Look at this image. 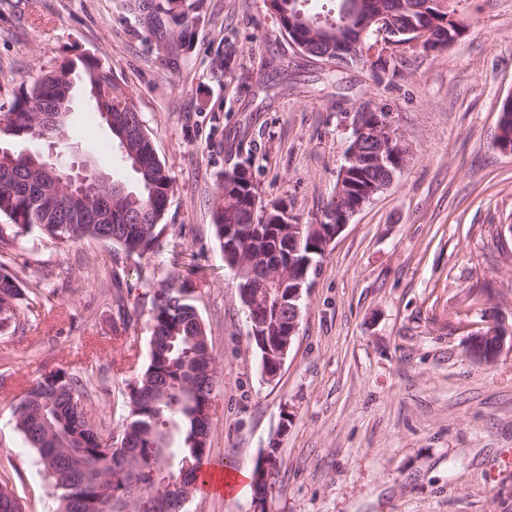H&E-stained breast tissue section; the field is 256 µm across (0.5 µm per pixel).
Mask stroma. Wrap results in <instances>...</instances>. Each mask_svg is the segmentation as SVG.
<instances>
[{
    "instance_id": "35a3bbf8",
    "label": "stroma",
    "mask_w": 512,
    "mask_h": 512,
    "mask_svg": "<svg viewBox=\"0 0 512 512\" xmlns=\"http://www.w3.org/2000/svg\"><path fill=\"white\" fill-rule=\"evenodd\" d=\"M467 30L447 50L397 48L387 69L300 55L265 0H204L182 35L130 0H0V114L22 83L93 55L131 90L173 182L158 245L60 244L34 229L0 266L35 292L0 333V484L23 512H56L13 410L63 369L86 387L101 432L149 360L155 289L186 278L217 360L208 463L279 468L268 512H512V349L465 352L512 331V155L495 146L512 94V0H452ZM230 64L218 68L220 59ZM386 111L408 164L356 214L309 275L275 379L249 340L239 279L213 230L225 171L247 161L265 203L322 217L357 113ZM69 160L93 156L134 185L112 133L75 92ZM183 512H254L251 491L201 492ZM507 335L498 326H491L486 331H479L469 337V352L478 360L494 358L505 345Z\"/></svg>"
}]
</instances>
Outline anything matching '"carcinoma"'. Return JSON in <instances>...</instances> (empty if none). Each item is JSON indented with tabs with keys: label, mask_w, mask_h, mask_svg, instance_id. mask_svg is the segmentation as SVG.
Returning <instances> with one entry per match:
<instances>
[{
	"label": "carcinoma",
	"mask_w": 512,
	"mask_h": 512,
	"mask_svg": "<svg viewBox=\"0 0 512 512\" xmlns=\"http://www.w3.org/2000/svg\"><path fill=\"white\" fill-rule=\"evenodd\" d=\"M350 0H336L332 20L348 31H361L366 13L344 9ZM203 0H167L164 14L182 27L186 35L196 24L203 9ZM269 10L277 13L288 25H298L303 8L299 0H271ZM414 22L426 29L431 39L428 49L448 48V31L433 24L422 13L399 14L400 25ZM80 68L98 115L101 107L112 110V116L126 121L130 111L137 110L133 94L114 81L112 67L93 56H82L79 61H62L57 67L41 72L38 79L21 87L3 118L7 125L0 131L22 140L30 139L31 125L38 117V109L48 104L50 91L60 82L67 70ZM124 162L136 176V184L129 187L112 180V189L119 187L134 197L135 210L142 215L140 224H132L125 231L116 230L115 222L89 224L75 211L67 218L60 217L39 202L34 188L24 178L29 167L41 163L39 154H14V175L0 173V215L10 223L0 224V250L12 246L17 237L37 227L61 243L92 238L112 241L120 245L128 256L143 257L165 229L162 219L163 203L171 195L173 182L161 162L146 159L145 170L137 168V159L122 154ZM237 178V168L225 172L223 184L214 203V230L224 252L227 266L236 270L240 287L247 286L243 258L257 245L270 242L268 228L262 217L249 220L261 226L258 238L243 237L231 245L224 235L227 225L234 223L238 214L249 206L257 193L250 181L239 186L238 193L227 192L226 182ZM27 294L21 281L0 268V328H7L16 318L18 308ZM149 363L136 380L128 384V415L117 435L102 436L95 430L90 410L82 404L84 386L79 378L66 371L50 372L30 384L14 409L15 424L35 450L53 494L59 501L58 512H91L87 501L98 505L96 512L110 509L112 498L126 500L124 512H165L164 503L182 494V489L160 494L153 491L156 479L165 471H185L192 494L202 491L204 458L210 435V409L215 381L203 372L206 361V331L193 304L186 283L167 278L155 291L151 314ZM131 436L132 447L138 449L135 467L127 463L123 449L116 444ZM0 512H22V505L14 491L0 485Z\"/></svg>",
	"instance_id": "cac0c4a2"
}]
</instances>
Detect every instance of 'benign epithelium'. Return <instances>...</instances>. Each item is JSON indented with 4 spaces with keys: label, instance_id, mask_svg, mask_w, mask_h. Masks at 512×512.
<instances>
[{
    "label": "benign epithelium",
    "instance_id": "benign-epithelium-1",
    "mask_svg": "<svg viewBox=\"0 0 512 512\" xmlns=\"http://www.w3.org/2000/svg\"><path fill=\"white\" fill-rule=\"evenodd\" d=\"M441 0H414L408 10L415 13L436 15L435 23L448 28V42L458 37L455 31V13L438 11ZM311 32L322 31L325 36L303 39L288 28V40L296 51L304 56L320 58L336 64L348 58L356 62L387 64L388 50L395 47L421 46L429 33L414 24L400 26L395 21V12L381 10L374 13L368 25L350 42H343L341 32H332L330 27L320 28L307 24ZM372 38H366L367 32ZM72 110V98L65 95L57 106L42 112L40 122L31 129V137L41 141L47 138L48 129L58 125L59 118ZM409 151L398 128L387 113L360 112L352 128L350 143L345 154V163L340 169L333 200L334 211L329 214V224H296L287 206L264 204L260 198L252 199L253 211H260L271 220L275 238L288 248V265L258 255L245 261L249 270V287L244 289L245 308L251 322V339L257 341L262 354L264 374L270 378L280 371L288 354L292 339L297 332L299 306L305 285L308 284L306 271L296 272L298 265L295 255L301 252L304 238L320 233L319 248L327 251L331 242L348 224L350 218L359 212L378 192L390 184L394 172L401 170L408 162ZM40 179L33 182L41 199L59 211H69L75 202L84 197L88 185L101 181L103 177L85 162L78 166L64 167L49 155L40 166ZM294 283L295 287L284 290L279 283ZM287 313L281 318L283 334L275 339L267 336L264 313L271 304ZM506 334L498 326H491L469 337V352L478 360L497 356L505 345ZM274 449L267 450L259 468L262 491L254 497V512H267L266 506L273 492L274 475L271 462Z\"/></svg>",
    "mask_w": 512,
    "mask_h": 512
}]
</instances>
